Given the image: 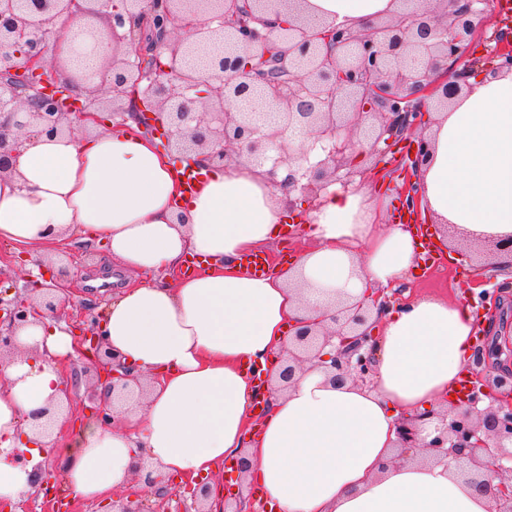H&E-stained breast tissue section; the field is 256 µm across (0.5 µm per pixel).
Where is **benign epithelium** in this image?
<instances>
[{"mask_svg":"<svg viewBox=\"0 0 512 512\" xmlns=\"http://www.w3.org/2000/svg\"><path fill=\"white\" fill-rule=\"evenodd\" d=\"M407 8L363 31L343 23L318 29L299 9L301 0H0V116L24 136L49 137L74 130L78 121L105 123L118 116L163 138L182 162L199 153L211 163L246 158L268 167L271 180L288 167L282 184L318 199L369 153L409 142L406 209H424L413 177L426 162L431 143L419 130L421 106L435 100L448 106L458 97L473 66L457 70L454 63L465 44L477 37L488 19V0H439L429 13L417 7L422 0H402ZM142 21L124 30L126 17ZM66 15L86 21L82 41L97 42L93 18H102L112 38L102 83L89 89L79 104L65 96L76 76L60 78L47 52L57 42L53 22ZM212 55L205 79L182 69L191 54ZM512 71V50L494 55L487 72ZM274 101L278 124L260 126L242 102ZM367 128H361L365 118ZM320 149L324 158L309 162ZM14 148L0 136V175L13 171ZM471 253L491 263L498 253L512 251V237L476 240ZM57 277H31L28 295L12 298L0 291V354L15 347L18 330L33 319L54 311ZM372 311L361 302L338 301L332 320L336 328L322 333L310 325L288 336L277 379L290 383L301 366L318 357V350L336 344L325 365L336 384H371L372 354L364 347L373 341L379 315L389 307L381 291L373 295ZM75 342L80 359L90 361L96 379L112 390V401L131 398L128 388L137 381L132 369L108 348L97 333L99 318L88 315ZM479 395L453 409L441 420L437 435L419 440L421 425L434 416L427 411L402 420L396 430L397 461L423 455L436 461H456L465 483L493 495L489 512H512V371L493 377L477 370ZM62 397L41 412L38 427L53 429L56 415L70 408L72 389L64 383ZM494 404L478 409L481 397ZM495 462L499 483L491 484L483 456ZM166 482L162 473L136 476L112 495V512H147L143 492ZM196 505L209 512V481L198 479L183 487Z\"/></svg>","mask_w":512,"mask_h":512,"instance_id":"1","label":"benign epithelium"}]
</instances>
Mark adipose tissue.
Here are the masks:
<instances>
[{"mask_svg": "<svg viewBox=\"0 0 512 512\" xmlns=\"http://www.w3.org/2000/svg\"><path fill=\"white\" fill-rule=\"evenodd\" d=\"M312 22L362 30L399 0H305ZM432 153L419 173L426 217L470 239L512 235V73L472 80L471 91L436 115ZM13 174L0 177V240L51 254L75 237L106 243L133 277L102 317L108 346L147 382L142 407H115L111 425L92 420L63 441L67 424L41 432L35 417L57 395L72 338L50 319L19 331L0 357V497L33 485V459L64 448L73 498L103 501L136 471L187 478L247 455L245 476L274 512H488L443 464L392 465L402 416L445 414L448 394L472 358L470 305L435 295L391 306L378 323L369 386L297 373L256 415V381L281 352L288 325L322 321L328 294L362 298L404 280L419 243L388 224V197L328 187L309 217L312 245L278 275L255 277L245 254L278 240L293 195L265 169L239 160L203 167L184 195L181 170L137 128L23 139ZM198 271L169 279L185 255Z\"/></svg>", "mask_w": 512, "mask_h": 512, "instance_id": "ef3b65f1", "label": "adipose tissue"}]
</instances>
